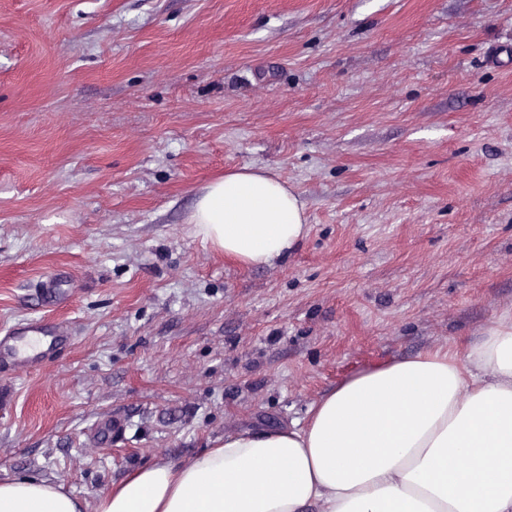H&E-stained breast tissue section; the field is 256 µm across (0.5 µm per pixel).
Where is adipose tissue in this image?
Listing matches in <instances>:
<instances>
[{"instance_id": "obj_1", "label": "adipose tissue", "mask_w": 512, "mask_h": 512, "mask_svg": "<svg viewBox=\"0 0 512 512\" xmlns=\"http://www.w3.org/2000/svg\"><path fill=\"white\" fill-rule=\"evenodd\" d=\"M189 221L259 265L294 247L306 215L246 167L205 185ZM0 512H512V322L346 378L304 424L131 470L92 509L51 480L0 478Z\"/></svg>"}]
</instances>
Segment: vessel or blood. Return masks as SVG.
<instances>
[{
    "instance_id": "1",
    "label": "vessel or blood",
    "mask_w": 512,
    "mask_h": 512,
    "mask_svg": "<svg viewBox=\"0 0 512 512\" xmlns=\"http://www.w3.org/2000/svg\"><path fill=\"white\" fill-rule=\"evenodd\" d=\"M51 331L52 342L61 348L72 343L67 327L47 325L37 320L20 322L5 335L0 336V367L11 371H31L42 363V353L37 348V336L42 331Z\"/></svg>"
}]
</instances>
